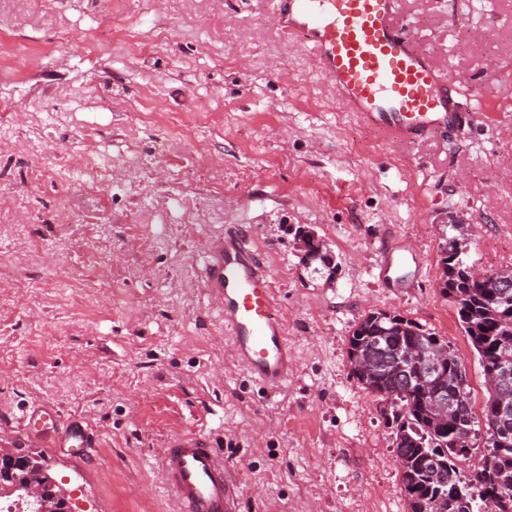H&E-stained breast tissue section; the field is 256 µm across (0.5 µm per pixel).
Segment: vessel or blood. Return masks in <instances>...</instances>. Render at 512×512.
Returning <instances> with one entry per match:
<instances>
[{
    "instance_id": "obj_1",
    "label": "vessel or blood",
    "mask_w": 512,
    "mask_h": 512,
    "mask_svg": "<svg viewBox=\"0 0 512 512\" xmlns=\"http://www.w3.org/2000/svg\"><path fill=\"white\" fill-rule=\"evenodd\" d=\"M274 13L283 33L310 45L342 105L387 139L407 143L475 120L449 93L420 37L397 21L398 0H274ZM204 283L220 303L237 362L265 387H281L293 356L257 250L237 237L211 243ZM22 423L58 431L50 408L25 414ZM162 458L176 512H239L240 487L205 438L176 437Z\"/></svg>"
}]
</instances>
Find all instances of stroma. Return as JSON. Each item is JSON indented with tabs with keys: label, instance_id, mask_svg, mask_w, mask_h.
<instances>
[{
	"label": "stroma",
	"instance_id": "35a3bbf8",
	"mask_svg": "<svg viewBox=\"0 0 512 512\" xmlns=\"http://www.w3.org/2000/svg\"><path fill=\"white\" fill-rule=\"evenodd\" d=\"M465 107L457 139L394 144L346 111L271 0H0V95L22 124L41 101L85 128L46 127L41 151L0 141V445L39 448L79 512H174L159 454L204 433L241 486L239 512H409L386 404L347 355L354 325L385 310L449 342L474 415L487 387L439 288L440 249L512 269V0H401ZM187 130L178 143L172 127ZM108 154L110 182L36 185L47 166ZM78 229L60 236L59 202ZM333 251L310 275L293 227ZM254 241L294 350L271 392L234 358L204 287L213 239ZM53 408L92 441L83 458L24 430Z\"/></svg>",
	"mask_w": 512,
	"mask_h": 512
}]
</instances>
